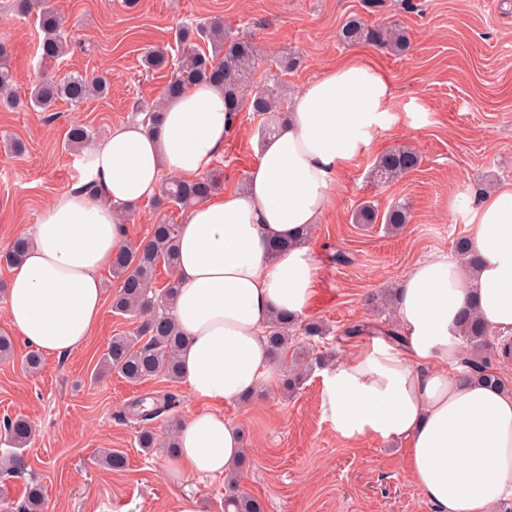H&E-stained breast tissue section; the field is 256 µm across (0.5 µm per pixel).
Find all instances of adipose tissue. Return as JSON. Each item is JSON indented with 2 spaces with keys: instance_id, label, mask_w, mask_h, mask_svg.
I'll return each instance as SVG.
<instances>
[{
  "instance_id": "obj_1",
  "label": "adipose tissue",
  "mask_w": 512,
  "mask_h": 512,
  "mask_svg": "<svg viewBox=\"0 0 512 512\" xmlns=\"http://www.w3.org/2000/svg\"><path fill=\"white\" fill-rule=\"evenodd\" d=\"M393 96L361 58L323 72L292 96L243 185L180 224L181 381L205 408L176 436L175 478L235 475L244 443L220 406L275 385L266 327L274 314H304L319 278L301 239L331 207L339 175L372 145ZM229 130L224 94L210 84L166 99L155 129L137 120L114 128L93 150L96 196L64 192L29 227L7 289L8 327L50 356L83 346L104 303L101 273L126 240L124 216L159 195L163 174L206 173ZM468 222L470 263L439 256L403 279V344L358 345L320 381L321 418L338 437L407 443L408 475L433 512H496L512 499V389L448 372L462 357L463 310L512 333V182L484 193ZM276 241L285 244L277 253Z\"/></svg>"
}]
</instances>
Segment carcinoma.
<instances>
[{"label":"carcinoma","instance_id":"carcinoma-1","mask_svg":"<svg viewBox=\"0 0 512 512\" xmlns=\"http://www.w3.org/2000/svg\"><path fill=\"white\" fill-rule=\"evenodd\" d=\"M18 12H36L43 32L40 42L41 59L56 62L68 52V43L62 33L64 19L51 0H15ZM343 40L367 42L388 48L394 53L407 49L404 33L397 26L376 27L358 18L349 20L341 30ZM178 56L169 59L168 51L154 49L146 53L147 69L173 67L172 77L165 89V97H175L199 83L216 85L224 92V110L231 123H236L241 112H252L268 119L280 114L284 102L283 87L274 82L259 87L254 84L255 68L263 58V51L249 35L230 36L224 32V23L211 21L195 28L179 31ZM17 82L10 64V51L0 42V99L12 97ZM106 82L73 73L63 79L45 78L35 87L31 102L44 112L50 111L58 100L78 105L92 95L106 91ZM91 139V132L83 125H73L66 135L67 146L75 151L82 149ZM419 164L418 153L407 147H394L380 155L375 163L379 180L389 182L414 170ZM222 174L211 170L194 182L172 179L165 183L161 196L167 203L181 209H189L210 199L223 185ZM353 221L356 224H374L378 221L377 208L368 203L358 208ZM409 221L408 207L396 204L384 216V223L398 229ZM179 225L161 221L152 225L148 237L136 246L120 249L112 260V280L116 289L112 293V312L125 318H134L139 326L130 334L112 337L108 350L96 367L101 377L117 371L131 383H143L157 378L168 381L179 379L178 351L183 334L171 315L172 305L178 293V284L169 278L162 287L156 286L157 269L173 270L177 255ZM28 248V241L17 239L10 250L0 256L6 264H19ZM460 339L463 344L464 379L506 386L493 367L492 358L486 355L488 327L474 312L468 310L460 318ZM297 318L287 313H276L268 323L267 340L274 356L292 354L297 367H302L304 350L293 344L292 331ZM180 404L177 395L168 392L154 395L150 406L134 403L120 415L123 420L135 419L142 424L138 445L146 451L160 445L150 422L165 415L172 426L179 429L181 423L173 416ZM6 440L12 451L5 456L0 473L23 474L27 471L25 448L32 439V428L21 417L4 421ZM43 493L36 483L30 484L26 497L15 507V512H42ZM224 512H265L263 501L240 490L238 480L227 483L224 495Z\"/></svg>","mask_w":512,"mask_h":512}]
</instances>
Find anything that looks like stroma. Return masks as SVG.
<instances>
[{"label":"stroma","instance_id":"stroma-1","mask_svg":"<svg viewBox=\"0 0 512 512\" xmlns=\"http://www.w3.org/2000/svg\"><path fill=\"white\" fill-rule=\"evenodd\" d=\"M71 45L66 56L42 65L36 15L18 14L13 0H0V40L11 50L18 75L17 108L0 105V139H18L22 152L0 148V254L55 197L84 183L90 150L66 149L70 125L88 126L95 142L135 119L136 104L162 100L170 73H144L143 53L175 49L178 24L220 19L233 33H247L265 53L255 84L279 75L294 95L321 71L359 52L367 53L395 87L388 117L371 149L342 174L334 200L307 240L320 276L313 302L301 323H322L324 337H303L314 351L343 357L352 343L345 330L364 321L386 324L394 310L375 303L381 291L398 287L421 260L454 255L467 237L466 206L498 183L512 182V0H57ZM357 17L371 26L400 25L409 49L396 55L367 43H346L342 26ZM298 57L278 74L279 56ZM106 79L111 90L73 106L60 101L45 112L29 103L42 73L71 72ZM215 167L225 188L243 184L258 159L259 117L241 113ZM395 146L415 149L418 167L394 182L373 176L376 158ZM379 211L403 202L408 224L396 233L383 224L360 226L352 214L363 202ZM184 212L147 201L137 205L127 240L147 237L157 220L182 223ZM132 320L103 307L87 344L72 354L44 356L31 373L29 348L14 339V354L0 360V423L25 417L34 439L25 450L28 472L0 476V512H12L30 479L43 489V512H174L184 494L201 512H223L224 478L167 473L166 450L144 452L138 425L116 414L155 391L178 395L177 417L187 420L203 405L179 381L127 382L113 373L95 378L98 359L113 336L133 331ZM278 383L247 402L224 405L225 420L241 432L246 465L242 491L262 498L265 512H433L407 474L408 449L401 443L342 441L318 410L321 365H310L298 389L285 383L290 358L274 360ZM122 451L124 470L97 462L103 450Z\"/></svg>","mask_w":512,"mask_h":512}]
</instances>
